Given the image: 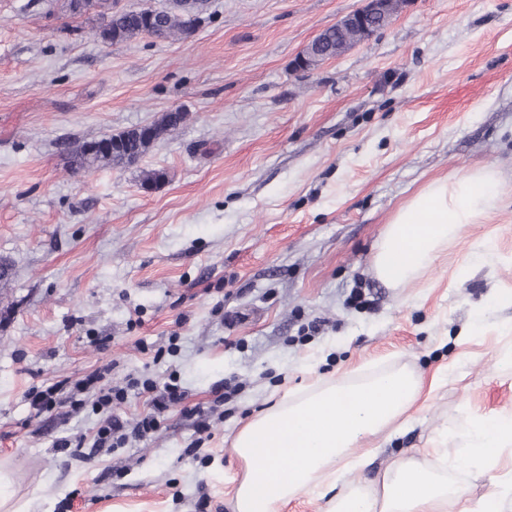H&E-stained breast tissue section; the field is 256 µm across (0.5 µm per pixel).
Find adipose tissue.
<instances>
[{
	"instance_id": "1",
	"label": "adipose tissue",
	"mask_w": 512,
	"mask_h": 512,
	"mask_svg": "<svg viewBox=\"0 0 512 512\" xmlns=\"http://www.w3.org/2000/svg\"><path fill=\"white\" fill-rule=\"evenodd\" d=\"M496 173L486 169L436 181L400 208L377 246L374 270L399 288L417 279L450 242L497 204ZM423 379L394 369L363 379L325 380L301 392L283 391L278 404L249 420L233 446L246 466L232 495L233 512H282L299 494L327 500L325 512H505L512 504V409L471 417L450 437L462 445L454 458L401 459L380 487L358 482L332 495L337 479L362 469V451L420 399ZM488 473L490 488L472 498L460 474Z\"/></svg>"
}]
</instances>
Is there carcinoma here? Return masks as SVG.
I'll return each instance as SVG.
<instances>
[{
	"mask_svg": "<svg viewBox=\"0 0 512 512\" xmlns=\"http://www.w3.org/2000/svg\"><path fill=\"white\" fill-rule=\"evenodd\" d=\"M103 9L98 11L101 19L100 26L96 30V36L110 42H124L146 34L159 41H178L189 37L197 26L200 17L199 12L190 11L185 7L189 0H172V5L165 8H155L154 22L151 28H146L142 22L143 9H130L113 11L106 2ZM186 114L181 109L169 111L149 125L150 134L145 136L136 133L130 140L132 153L136 158H142L151 145L179 127L185 120ZM115 135H104L98 139L74 145L68 149L70 166L75 171L92 168L110 167L126 168L131 163L120 152H112V149L104 151L93 149V145L99 142H112Z\"/></svg>",
	"mask_w": 512,
	"mask_h": 512,
	"instance_id": "carcinoma-1",
	"label": "carcinoma"
}]
</instances>
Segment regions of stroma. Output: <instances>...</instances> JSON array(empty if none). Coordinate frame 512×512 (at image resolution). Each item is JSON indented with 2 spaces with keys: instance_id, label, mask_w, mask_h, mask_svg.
Segmentation results:
<instances>
[{
  "instance_id": "35a3bbf8",
  "label": "stroma",
  "mask_w": 512,
  "mask_h": 512,
  "mask_svg": "<svg viewBox=\"0 0 512 512\" xmlns=\"http://www.w3.org/2000/svg\"><path fill=\"white\" fill-rule=\"evenodd\" d=\"M362 0H206L189 38L96 37L67 0H0V473L29 512H232L233 440L287 388L404 368L451 375L387 430L353 480L457 451L448 429L512 408V0H408L371 39L293 66ZM186 122L130 168L72 171L66 145ZM497 174V209L421 278L374 273L396 211L434 181ZM146 170L165 179L147 187ZM487 237L499 255L450 274ZM360 291L361 306L350 297ZM176 337L175 355L156 358ZM111 364L108 384L176 375L189 403L239 391L197 437L171 413L85 461L92 409L35 416L33 393ZM82 488V498L69 494Z\"/></svg>"
}]
</instances>
